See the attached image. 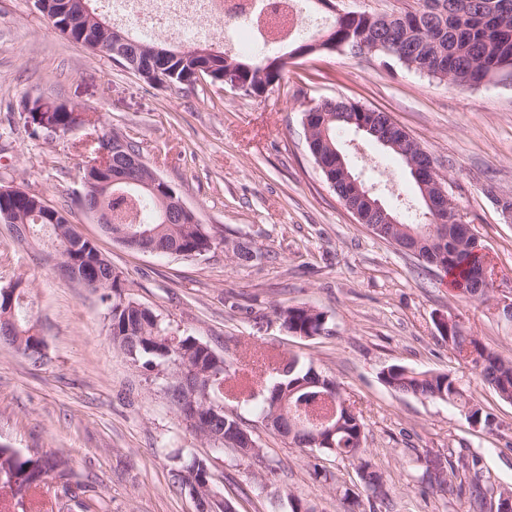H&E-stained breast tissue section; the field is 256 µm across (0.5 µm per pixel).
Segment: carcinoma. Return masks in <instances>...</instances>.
I'll return each instance as SVG.
<instances>
[{"label":"carcinoma","mask_w":512,"mask_h":512,"mask_svg":"<svg viewBox=\"0 0 512 512\" xmlns=\"http://www.w3.org/2000/svg\"><path fill=\"white\" fill-rule=\"evenodd\" d=\"M48 6L41 15L60 32H65L69 22L75 20L80 5L75 3L64 11L63 0H47ZM511 6L503 7V0H414V6L390 14L374 13L366 16L364 11L349 10L334 16L331 25L320 33L307 38L294 33L288 36V45L294 50L313 54L310 44L324 40V45L353 56L360 54V45L374 46L384 39L389 46L376 50L374 56L390 73L398 68L426 72L429 76L451 85L473 86L492 76H512V0ZM71 26V25H69ZM67 38L87 49L114 58L112 41L106 37L96 22L83 20L71 26ZM132 44L145 48L144 54L153 59L154 69L168 78L169 84L193 86L197 83L195 60L181 57L182 50L159 47L155 42L141 37H128ZM234 64L243 83L250 87L278 85L283 80L286 65L270 61V55H256L249 60L233 56L229 59L219 52L209 56L214 76L224 71V64ZM73 109L64 103L55 106L47 117L55 126L54 136L62 137L72 130ZM377 110L364 108L359 103L344 97L324 98L306 109L305 122L309 151L317 165L329 168L336 180L335 191L340 197L347 195L344 179L336 172V151L341 146L336 131L344 128L357 129L371 120L379 121ZM174 191L169 186L157 195L140 186L115 184L102 199V207L112 218V226L122 228L131 239H136L142 229L155 231L154 240L163 249H180L201 256L214 244L208 230L201 224H166L161 219L162 196ZM148 208L147 219H139V211ZM13 211L23 228L38 233L48 226L51 233L55 227L66 223L65 214L58 210L50 216L49 224L39 221L36 203L22 194L17 197H0V210ZM430 223L407 224L403 221L389 226L388 231L395 240L407 236L414 230L425 237L422 250L443 255V271L450 277V285L466 294H471L476 277L480 276L483 256L474 252L470 243L442 232L440 228L428 229ZM105 293L106 318L112 344L145 372H154L161 367H174L179 361L189 371L207 373L211 381L187 379L188 385H198L196 403L212 406L224 396L227 381V364L223 356L207 343L190 334L179 336L178 347L168 344V327L150 308L142 305L125 292V285L117 282L102 286ZM276 318L288 330L313 337L327 332L326 316L323 312L306 305H296L275 310ZM12 336L6 341L27 360H32L29 350L45 343L32 331L35 323L16 314H11ZM452 348L470 370L494 390L498 398L512 403V358H506L495 349L483 344L463 330L454 329L445 336ZM275 379L266 387L261 409L266 426L280 433L292 434V443L300 448H310L319 453L335 456L348 462L357 472L362 494L349 489L343 495L345 512H356L363 501L376 500L388 505L389 493L383 473L367 458L363 447L366 424L362 416L347 404L346 396L336 381L323 377V382L336 386L338 401L335 447L321 448L313 435L312 415H321L329 410V404L319 396L321 388L312 385L320 373L306 367L295 356H283L272 368ZM382 382L394 391L417 398L442 401L459 407L471 425L488 431L494 430L493 414L474 399L466 395L459 380L452 372H417L403 365L392 364L380 373ZM244 430L240 418L220 412L200 426V435L213 442L225 443V438ZM479 460L463 464L473 470L472 493L476 506H482L486 493L494 490L490 477L478 468ZM70 472L69 460L64 456L23 455L0 446V492H7L11 500L20 507L32 500L43 478L51 473L64 479ZM173 485L196 492L202 503L210 504L209 498L218 495L214 489L209 461L194 457L187 464L172 468ZM422 478L438 486H452L457 478L455 469L446 470L440 459L425 460Z\"/></svg>","instance_id":"1"}]
</instances>
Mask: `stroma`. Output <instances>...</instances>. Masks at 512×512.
<instances>
[{"instance_id": "stroma-1", "label": "stroma", "mask_w": 512, "mask_h": 512, "mask_svg": "<svg viewBox=\"0 0 512 512\" xmlns=\"http://www.w3.org/2000/svg\"><path fill=\"white\" fill-rule=\"evenodd\" d=\"M334 96L389 113L432 155L495 268L486 298L452 290L443 271L376 237L344 207L310 156L303 126L310 102ZM37 99L72 106L132 141L213 236L212 249L191 258L133 252L108 237L79 204L80 173L92 158L85 128L32 137L24 104ZM338 140L362 178L386 180L382 199L402 220L421 213L418 189L394 155L352 130ZM0 186L66 210L127 293L169 331L224 354L229 376H260L263 363L290 353L332 377L367 424V455L385 476L391 512H474L468 492L423 481L429 455L453 464L479 456L492 482L512 487V404L460 366L437 330L439 315L454 317L512 357V323L494 312L512 296V223L494 203L512 197V82L451 88L336 51L289 60L281 85L259 98L226 84L150 85L64 38L33 0H0ZM228 240L248 242L254 259L232 260ZM55 252L48 233L21 241L0 224V288L23 278L47 343L37 367L0 345V445L65 455L73 470L66 482L47 476L39 501L53 512H196L172 484L170 453L182 448L208 459L217 491L238 512H289L292 495L317 512H340L344 489L359 484L352 466L267 427L259 393L225 396L224 405L260 457L215 449L172 406V369L143 375L113 347L100 292L63 276ZM303 304L325 313V334L300 338L281 328L275 309ZM395 363L455 371L496 428L474 429L448 403L392 391L380 373ZM318 466L330 480L315 477ZM68 482L79 484L77 499L65 495Z\"/></svg>"}]
</instances>
